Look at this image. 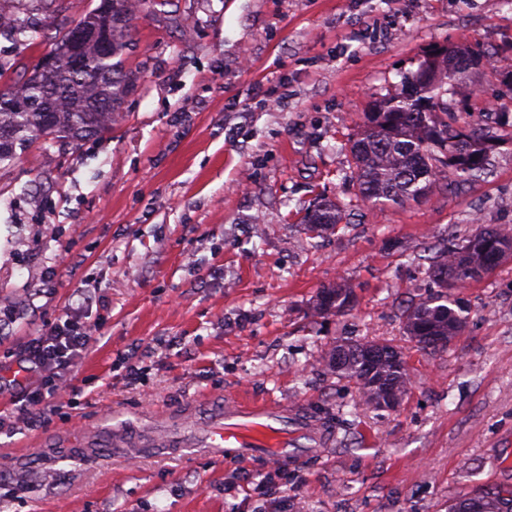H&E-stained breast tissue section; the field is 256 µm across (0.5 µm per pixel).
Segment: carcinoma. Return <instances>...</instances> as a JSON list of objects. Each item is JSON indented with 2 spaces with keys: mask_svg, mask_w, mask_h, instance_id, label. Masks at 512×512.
I'll use <instances>...</instances> for the list:
<instances>
[{
  "mask_svg": "<svg viewBox=\"0 0 512 512\" xmlns=\"http://www.w3.org/2000/svg\"><path fill=\"white\" fill-rule=\"evenodd\" d=\"M112 12L110 41L103 49L93 40L79 46L82 67L72 66L65 46L78 28H97ZM136 9L129 0H101L100 5L78 21L56 28L55 67H34L21 82L0 86V97L15 105H0V165L11 161L16 147L34 140L73 144L112 126L130 78L119 69L118 58L130 46ZM491 55L466 44L433 49L425 63L431 71L427 81L404 78L401 88L385 96L363 114L359 132L350 148L353 178L360 202L404 205L424 200L437 182L465 185L484 179L489 156L501 140L488 125L461 130L448 122L452 105L445 96L448 87L465 84L470 70L491 64ZM346 219V206L324 201L306 217L307 230L319 234L335 230ZM429 280L437 290L407 306L402 312L406 335L422 349L443 351L467 326L469 309L450 289L476 280L475 273L488 270L512 256V233L482 225L462 240L448 238L429 249ZM353 287L340 281L321 290L314 313L341 314L348 310ZM378 352L368 363L365 349ZM326 366L336 375L355 383L360 399L377 409L390 407L407 393L410 378L401 353L375 342L340 343L325 356ZM448 512H512V498L498 494L460 497Z\"/></svg>",
  "mask_w": 512,
  "mask_h": 512,
  "instance_id": "carcinoma-1",
  "label": "carcinoma"
}]
</instances>
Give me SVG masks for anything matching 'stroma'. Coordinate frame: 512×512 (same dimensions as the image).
I'll return each mask as SVG.
<instances>
[{
  "instance_id": "35a3bbf8",
  "label": "stroma",
  "mask_w": 512,
  "mask_h": 512,
  "mask_svg": "<svg viewBox=\"0 0 512 512\" xmlns=\"http://www.w3.org/2000/svg\"><path fill=\"white\" fill-rule=\"evenodd\" d=\"M99 3L41 0L25 40L0 33V69L20 80L51 50L48 26ZM136 26L111 129L0 169V356L47 323L92 328L45 419L0 392V512H448L512 494V258L462 289L469 321L447 350L420 349L401 316L429 290L424 250L475 215L512 226V141L482 181L372 209L350 154L370 104L433 48L512 59V0H143ZM258 86L277 87L276 109ZM449 97L473 124L491 101L512 129L506 70L479 67ZM323 198L349 216L312 239ZM342 280L350 311L312 314ZM355 340L402 352L396 407L360 404L323 365ZM238 398L301 410L324 451L303 438L307 454L276 471L166 448ZM144 434L156 447H136Z\"/></svg>"
}]
</instances>
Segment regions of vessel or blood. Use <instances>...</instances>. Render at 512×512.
I'll use <instances>...</instances> for the list:
<instances>
[{
    "label": "vessel or blood",
    "mask_w": 512,
    "mask_h": 512,
    "mask_svg": "<svg viewBox=\"0 0 512 512\" xmlns=\"http://www.w3.org/2000/svg\"><path fill=\"white\" fill-rule=\"evenodd\" d=\"M298 434L312 435L314 429L302 414L265 404L233 402L204 430L209 447L235 458H246L256 450H266L274 459L285 463L292 456L286 449L288 427Z\"/></svg>",
    "instance_id": "vessel-or-blood-1"
}]
</instances>
